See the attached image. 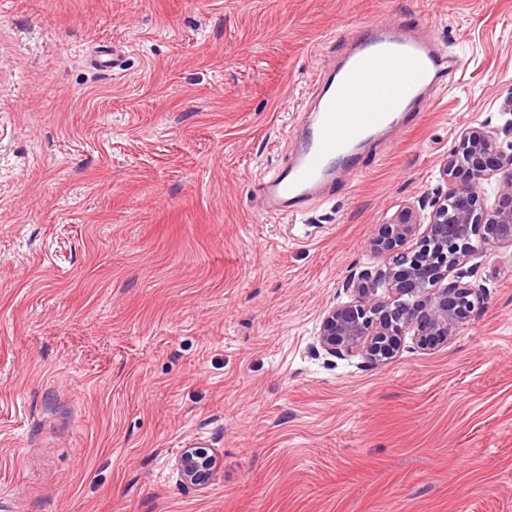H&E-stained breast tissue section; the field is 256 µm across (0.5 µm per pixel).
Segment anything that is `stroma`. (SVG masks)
I'll list each match as a JSON object with an SVG mask.
<instances>
[{"instance_id": "stroma-1", "label": "stroma", "mask_w": 512, "mask_h": 512, "mask_svg": "<svg viewBox=\"0 0 512 512\" xmlns=\"http://www.w3.org/2000/svg\"><path fill=\"white\" fill-rule=\"evenodd\" d=\"M380 20L460 67L330 200L264 212L300 104ZM486 122L511 148L512 0H0V512H512V246L472 260L447 344L312 350ZM215 464L216 456L212 449L194 445L183 448L175 461L182 482L192 486L205 485L213 474Z\"/></svg>"}]
</instances>
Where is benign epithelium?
<instances>
[{
  "label": "benign epithelium",
  "instance_id": "benign-epithelium-1",
  "mask_svg": "<svg viewBox=\"0 0 512 512\" xmlns=\"http://www.w3.org/2000/svg\"><path fill=\"white\" fill-rule=\"evenodd\" d=\"M497 135L487 124L468 128L441 160L438 174L448 190L432 201L416 248L403 249L421 224L415 207L403 206L379 225L370 245L391 262L345 281L353 299L324 311L314 352L384 365L406 333L429 348L473 319L481 289L463 282L470 275L463 266L489 248L512 246V153L498 149ZM493 179L499 197L489 205L486 184ZM382 284L386 296L378 294ZM215 464L210 449L194 445L175 461L182 482L192 486L206 484Z\"/></svg>",
  "mask_w": 512,
  "mask_h": 512
}]
</instances>
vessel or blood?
Returning <instances> with one entry per match:
<instances>
[{
  "label": "vessel or blood",
  "instance_id": "vessel-or-blood-1",
  "mask_svg": "<svg viewBox=\"0 0 512 512\" xmlns=\"http://www.w3.org/2000/svg\"><path fill=\"white\" fill-rule=\"evenodd\" d=\"M453 67L431 36L388 21L368 24L313 105L305 106L287 165L263 183L268 209L299 208L322 197L366 145L407 126L412 103Z\"/></svg>",
  "mask_w": 512,
  "mask_h": 512
}]
</instances>
